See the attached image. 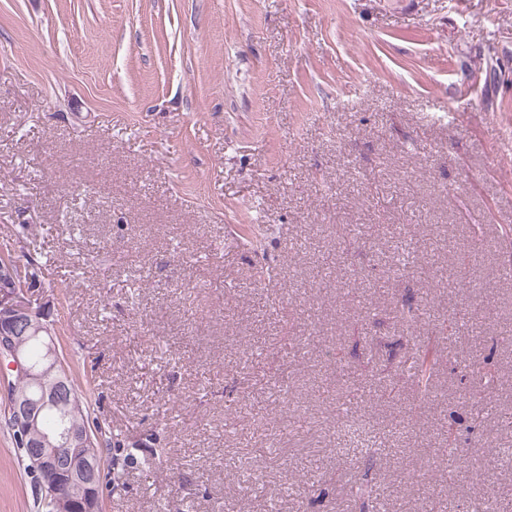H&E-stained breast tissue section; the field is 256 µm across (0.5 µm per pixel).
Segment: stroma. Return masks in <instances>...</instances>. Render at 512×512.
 Wrapping results in <instances>:
<instances>
[{"mask_svg":"<svg viewBox=\"0 0 512 512\" xmlns=\"http://www.w3.org/2000/svg\"><path fill=\"white\" fill-rule=\"evenodd\" d=\"M511 225L512 0H0V254L39 262L96 415L180 462L102 512H512ZM4 405L0 512H35ZM424 352L421 356L420 360L418 361L419 367L418 371L415 372L412 375V382L418 387L420 390V403L418 404V407L420 408L422 404L427 402V399H429V393H430V378H431V361H430V349L429 348H423Z\"/></svg>","mask_w":512,"mask_h":512,"instance_id":"obj_1","label":"stroma"}]
</instances>
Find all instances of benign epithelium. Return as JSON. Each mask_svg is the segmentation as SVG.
Segmentation results:
<instances>
[{
    "mask_svg": "<svg viewBox=\"0 0 512 512\" xmlns=\"http://www.w3.org/2000/svg\"><path fill=\"white\" fill-rule=\"evenodd\" d=\"M48 320L47 307L36 304L27 290L20 291L8 284L0 288V362L23 375L43 393L52 395L55 402L62 403L68 394V380L59 368L54 346H49L47 363L35 369L27 364L19 345L22 336L49 332ZM42 409L43 400H35L23 391L11 396L9 410L22 430L37 425ZM86 439V431L72 428L59 435L55 447L50 446L47 438L28 444L40 474L50 479L55 512H99V501L93 493L99 476L98 465L70 451Z\"/></svg>",
    "mask_w": 512,
    "mask_h": 512,
    "instance_id": "obj_1",
    "label": "benign epithelium"
}]
</instances>
